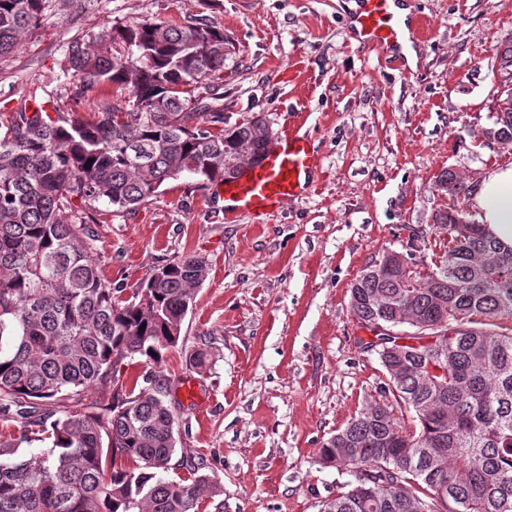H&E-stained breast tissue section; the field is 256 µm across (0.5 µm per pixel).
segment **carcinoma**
<instances>
[{"label": "carcinoma", "mask_w": 512, "mask_h": 512, "mask_svg": "<svg viewBox=\"0 0 512 512\" xmlns=\"http://www.w3.org/2000/svg\"><path fill=\"white\" fill-rule=\"evenodd\" d=\"M44 6L0 0V57ZM118 44L126 56L116 62ZM224 61V30L203 20L113 25L73 39L65 72L83 88H114L125 108L104 102L93 121L52 116L33 90L0 132V415L27 431L0 439V512H199L221 492L203 459L172 463L178 415L167 378L146 373L144 386L98 411L82 400L117 363L157 365L178 344L207 261L188 253L155 266L124 298L99 278L89 222L63 215L100 200L133 213L170 179L217 186L257 162L273 132L260 114L224 124ZM492 73L502 107L493 128L512 142V37L496 48ZM198 87L204 95L188 96ZM244 143L255 152L241 154ZM437 178L455 197L471 193L450 168ZM437 223L448 225V252L435 269L382 258L351 283L350 311L374 334L361 343L371 353L390 329L440 341L453 333L440 382L412 347L389 357L402 375L388 391L417 424L374 401L330 437L318 462L352 468L354 481L322 512H512V331L492 322L512 317V247L462 207ZM30 434L48 443L35 458L21 447ZM173 465L189 477H164Z\"/></svg>", "instance_id": "carcinoma-1"}]
</instances>
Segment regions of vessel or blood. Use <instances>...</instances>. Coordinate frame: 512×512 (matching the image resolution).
<instances>
[{
  "label": "vessel or blood",
  "mask_w": 512,
  "mask_h": 512,
  "mask_svg": "<svg viewBox=\"0 0 512 512\" xmlns=\"http://www.w3.org/2000/svg\"><path fill=\"white\" fill-rule=\"evenodd\" d=\"M408 0H357L346 15L351 40L377 51L401 73H408L406 49L419 40L420 20L407 12ZM320 169L308 135L286 128L269 145L262 159L245 165L221 185L225 216L248 215L262 220L302 199Z\"/></svg>",
  "instance_id": "vessel-or-blood-1"
}]
</instances>
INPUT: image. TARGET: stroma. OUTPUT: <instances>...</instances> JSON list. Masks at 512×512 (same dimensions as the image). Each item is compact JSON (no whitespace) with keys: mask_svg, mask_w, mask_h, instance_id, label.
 Wrapping results in <instances>:
<instances>
[{"mask_svg":"<svg viewBox=\"0 0 512 512\" xmlns=\"http://www.w3.org/2000/svg\"><path fill=\"white\" fill-rule=\"evenodd\" d=\"M47 0L39 24L0 57V118L43 88L58 109L93 118L110 88L75 96L64 78L70 41L141 20L204 18L231 47L224 113H262L273 132L304 123L322 156L318 189L268 221H225L213 189L168 181L135 213L97 203L91 216L104 281L137 287L151 268L184 253L205 257L177 346L158 367L172 383L178 455L203 458L219 495L200 512H321L346 491L349 467L319 465L323 443L389 377L361 344L349 288L385 252L426 273L448 249L436 214L454 200L435 177L468 185L512 164V144L484 141L496 90L497 46L512 36V0H414L420 46L411 76L348 40L338 0ZM208 347L206 369L189 363ZM195 389L186 398L185 385Z\"/></svg>","mask_w":512,"mask_h":512,"instance_id":"35a3bbf8","label":"stroma"}]
</instances>
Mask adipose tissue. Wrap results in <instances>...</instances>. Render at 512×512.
<instances>
[{"mask_svg": "<svg viewBox=\"0 0 512 512\" xmlns=\"http://www.w3.org/2000/svg\"><path fill=\"white\" fill-rule=\"evenodd\" d=\"M473 209L475 222L512 246V166L488 174L473 197Z\"/></svg>", "mask_w": 512, "mask_h": 512, "instance_id": "1", "label": "adipose tissue"}]
</instances>
